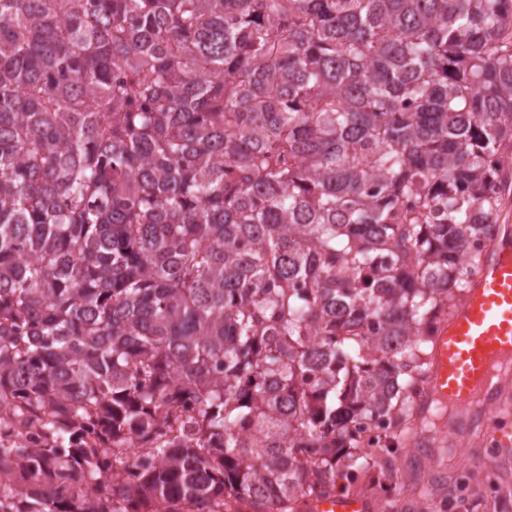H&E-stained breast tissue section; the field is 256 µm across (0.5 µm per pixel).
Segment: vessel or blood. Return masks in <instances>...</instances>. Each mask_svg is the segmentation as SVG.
Returning a JSON list of instances; mask_svg holds the SVG:
<instances>
[{
    "label": "vessel or blood",
    "instance_id": "vessel-or-blood-1",
    "mask_svg": "<svg viewBox=\"0 0 512 512\" xmlns=\"http://www.w3.org/2000/svg\"><path fill=\"white\" fill-rule=\"evenodd\" d=\"M512 362V227L503 226L482 259L479 273L448 322L434 338L426 402L466 409L483 399L503 402L493 379L502 362ZM307 512H373L371 497L336 494L314 498Z\"/></svg>",
    "mask_w": 512,
    "mask_h": 512
}]
</instances>
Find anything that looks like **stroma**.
<instances>
[{
	"mask_svg": "<svg viewBox=\"0 0 512 512\" xmlns=\"http://www.w3.org/2000/svg\"><path fill=\"white\" fill-rule=\"evenodd\" d=\"M430 442L426 453L409 446L377 466V455L367 451L369 467L362 485L387 477L394 489L390 500L378 503L376 512H512V447L496 443V427L479 408L458 414L442 404L432 405L425 418ZM501 477L499 498L482 491L487 472ZM470 475L467 491H459L460 475Z\"/></svg>",
	"mask_w": 512,
	"mask_h": 512,
	"instance_id": "obj_1",
	"label": "stroma"
}]
</instances>
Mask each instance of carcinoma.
I'll use <instances>...</instances> for the list:
<instances>
[{"mask_svg":"<svg viewBox=\"0 0 512 512\" xmlns=\"http://www.w3.org/2000/svg\"><path fill=\"white\" fill-rule=\"evenodd\" d=\"M511 194L512 0H0V512L355 483Z\"/></svg>","mask_w":512,"mask_h":512,"instance_id":"carcinoma-1","label":"carcinoma"}]
</instances>
